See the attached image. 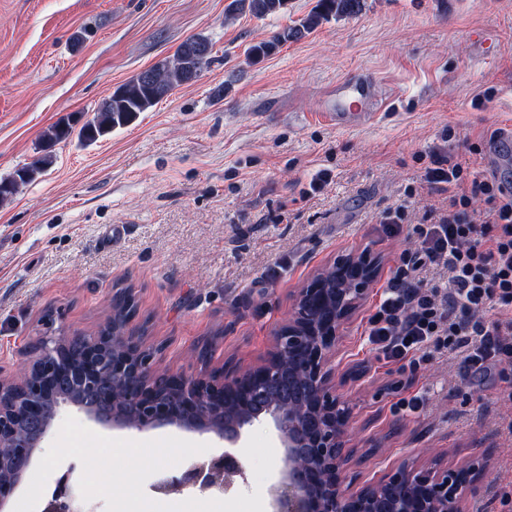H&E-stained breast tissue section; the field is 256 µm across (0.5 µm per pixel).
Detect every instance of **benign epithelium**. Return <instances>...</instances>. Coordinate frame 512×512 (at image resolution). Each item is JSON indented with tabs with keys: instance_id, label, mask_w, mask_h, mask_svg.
<instances>
[{
	"instance_id": "1",
	"label": "benign epithelium",
	"mask_w": 512,
	"mask_h": 512,
	"mask_svg": "<svg viewBox=\"0 0 512 512\" xmlns=\"http://www.w3.org/2000/svg\"><path fill=\"white\" fill-rule=\"evenodd\" d=\"M370 248L336 259L329 273L345 288H326L317 274L298 289L293 312L275 332L267 357L231 372L157 371L153 352L124 327L112 335L44 337L32 359L0 378V512L14 497L59 409L73 406L98 422L150 429L178 425L214 433L234 446L257 421L273 423L284 448L280 480L271 488L272 512H460L481 466L439 471L409 464L356 491L347 479L343 448L351 408L336 393L331 358L341 327L380 271ZM112 357H104L107 346ZM72 350L84 364L70 366ZM242 470L229 450L207 463L164 477L162 492L198 485L222 490L224 475ZM70 474L59 478L44 512H74Z\"/></svg>"
}]
</instances>
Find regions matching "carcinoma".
<instances>
[{
    "label": "carcinoma",
    "instance_id": "carcinoma-1",
    "mask_svg": "<svg viewBox=\"0 0 512 512\" xmlns=\"http://www.w3.org/2000/svg\"><path fill=\"white\" fill-rule=\"evenodd\" d=\"M288 0H232L229 15L249 12L262 19L283 12ZM362 10V0H318L314 9L298 22L288 26L265 40L251 46L250 55L260 59L274 53L284 44L304 37L324 21L332 18H350ZM212 43L202 35L183 41L173 55L150 67L153 78L135 75L118 86L103 99L94 116L79 130L70 121L62 119L43 134L42 154L32 162L17 169L11 175L0 178V202L9 200L22 184L32 181L53 162L51 148L72 135L85 143H95L100 138L132 123L140 113L149 110L174 89L196 81L211 63Z\"/></svg>",
    "mask_w": 512,
    "mask_h": 512
}]
</instances>
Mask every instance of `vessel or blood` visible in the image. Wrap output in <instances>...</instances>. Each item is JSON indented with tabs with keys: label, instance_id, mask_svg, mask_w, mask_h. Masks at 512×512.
<instances>
[{
	"label": "vessel or blood",
	"instance_id": "1",
	"mask_svg": "<svg viewBox=\"0 0 512 512\" xmlns=\"http://www.w3.org/2000/svg\"><path fill=\"white\" fill-rule=\"evenodd\" d=\"M372 79L353 74L338 80L325 94V117L338 126H347L373 116L376 103L371 96Z\"/></svg>",
	"mask_w": 512,
	"mask_h": 512
}]
</instances>
